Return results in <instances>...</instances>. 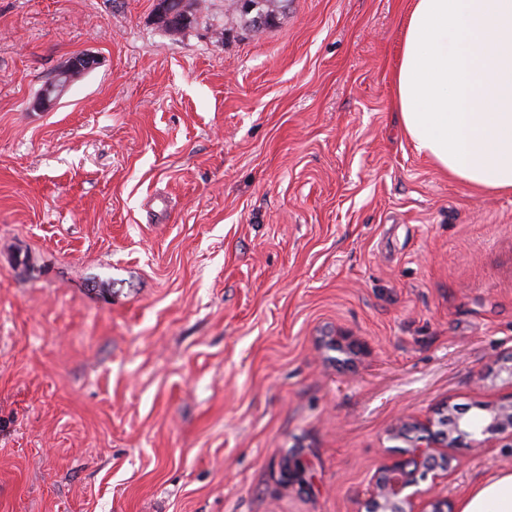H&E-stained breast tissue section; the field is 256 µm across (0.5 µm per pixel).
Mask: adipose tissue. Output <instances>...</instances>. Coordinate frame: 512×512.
Instances as JSON below:
<instances>
[{
  "mask_svg": "<svg viewBox=\"0 0 512 512\" xmlns=\"http://www.w3.org/2000/svg\"><path fill=\"white\" fill-rule=\"evenodd\" d=\"M395 101L415 151L484 191H512V0H413ZM459 512H512V471L475 485Z\"/></svg>",
  "mask_w": 512,
  "mask_h": 512,
  "instance_id": "adipose-tissue-1",
  "label": "adipose tissue"
}]
</instances>
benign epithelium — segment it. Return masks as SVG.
<instances>
[{
  "mask_svg": "<svg viewBox=\"0 0 512 512\" xmlns=\"http://www.w3.org/2000/svg\"><path fill=\"white\" fill-rule=\"evenodd\" d=\"M98 64L90 54L72 57L44 86L35 106L46 109L53 105L50 93L63 94L67 85L60 79L78 72L92 70ZM485 416L468 412L438 413L435 420L405 421L395 431V437L407 443L400 455L381 465L373 476L370 490L372 512H452L448 502L425 498L420 482L429 477L448 475L457 448L480 450L486 447L487 434H507L512 437V391L492 405H480Z\"/></svg>",
  "mask_w": 512,
  "mask_h": 512,
  "instance_id": "1",
  "label": "benign epithelium"
}]
</instances>
